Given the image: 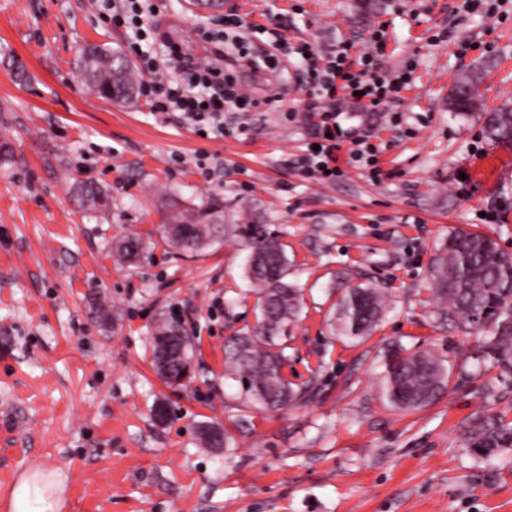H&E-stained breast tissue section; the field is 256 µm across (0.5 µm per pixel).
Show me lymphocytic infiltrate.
<instances>
[{
	"mask_svg": "<svg viewBox=\"0 0 512 512\" xmlns=\"http://www.w3.org/2000/svg\"><path fill=\"white\" fill-rule=\"evenodd\" d=\"M100 2L110 21L135 29L138 39L150 36L162 48L163 56L158 59L144 51L138 40L130 45L142 73L151 76L145 89L151 96L153 111L178 112L196 131L231 137L236 129L225 124V113L255 112L261 108V100L243 92L236 71L224 64L226 40H233L238 57L249 55L247 43L237 34L242 26L237 14H227L222 29L203 32L208 56L201 59L185 52L180 43L161 31L153 0ZM345 61V54L336 52L326 57L322 67L310 69L307 74L309 91L321 104V131L325 138L318 149L308 151L304 168L322 180L336 168V138L340 133L337 118L342 102L352 100L366 109L380 111L395 101L407 83L406 74L381 71L373 53L364 54L356 73L349 70Z\"/></svg>",
	"mask_w": 512,
	"mask_h": 512,
	"instance_id": "lymphocytic-infiltrate-1",
	"label": "lymphocytic infiltrate"
}]
</instances>
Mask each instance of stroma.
I'll list each match as a JSON object with an SVG mask.
<instances>
[{"mask_svg": "<svg viewBox=\"0 0 512 512\" xmlns=\"http://www.w3.org/2000/svg\"><path fill=\"white\" fill-rule=\"evenodd\" d=\"M154 3L162 30L199 55V29L238 14L257 61L277 35L354 59L383 22L385 64L412 67V82L391 111L347 105L343 173L321 183L302 164L318 117L299 55L266 80L243 67L247 90L273 105L241 115L238 138L202 137L146 99L127 107L90 92L80 48L125 51L133 37L96 0H0V141L14 150L0 164V512L3 490L36 471L52 475L57 512H512V451L484 460L461 437L474 418L511 423L512 389L478 359L479 334L438 319L428 277L457 229L512 254V145L482 134L486 113L512 105V0H386L364 17L358 0ZM471 72L477 111L450 112L455 80ZM358 140L375 146L374 167L349 165ZM81 181L108 191L109 213L81 208ZM164 191L223 200L221 245L171 250ZM247 204L280 231L303 294L286 373L315 385L305 404L258 414L224 377L228 338L259 314L231 230ZM132 229L150 248L128 267L112 242ZM365 284L382 291L383 315L369 338L340 337L339 290ZM100 299L119 312L113 327L94 319ZM161 317L192 341L183 389L153 370ZM422 349L452 362L451 382L431 405L393 409L385 364ZM205 422L224 427L233 453L201 447Z\"/></svg>", "mask_w": 512, "mask_h": 512, "instance_id": "stroma-1", "label": "stroma"}]
</instances>
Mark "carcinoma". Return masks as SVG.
I'll return each mask as SVG.
<instances>
[{"mask_svg": "<svg viewBox=\"0 0 512 512\" xmlns=\"http://www.w3.org/2000/svg\"><path fill=\"white\" fill-rule=\"evenodd\" d=\"M79 75L100 99L116 104H133L138 99L140 78L131 62L119 51L102 45H86L78 56ZM477 76L469 74L455 84L448 101L458 114L477 110ZM487 139L495 144H512V107L504 105L487 113ZM83 205L107 207L100 186L86 182L79 187ZM159 212L163 223L175 225L165 232L168 246L183 256H194L224 238V205L213 201L198 208L177 196L165 194ZM233 232L248 251L245 277L257 294L259 317L254 327L230 337L225 351V376L238 382L245 407L258 412L276 411L307 401L313 384L298 386L288 379L286 328L300 315V291L288 281L289 261L279 231L250 212ZM148 243L137 232L112 243V254L122 265L143 260ZM429 278L436 297L444 303L440 316L458 320L463 327L487 333L481 356L492 366L512 373V256L502 252L496 241L463 229L448 235V244L431 259ZM384 308L383 295L371 285L344 289L338 308L339 333L352 340L368 337ZM485 317L481 326L470 315ZM159 341L173 343L176 357L170 369L180 375V365L191 362L189 339L177 326L157 320L153 356ZM452 368L429 350L402 355L394 353L385 364L383 395L398 410H417L433 403L448 387ZM463 444L481 459L492 460L512 449V426L499 419H476L463 432Z\"/></svg>", "mask_w": 512, "mask_h": 512, "instance_id": "cac0c4a2", "label": "carcinoma"}]
</instances>
